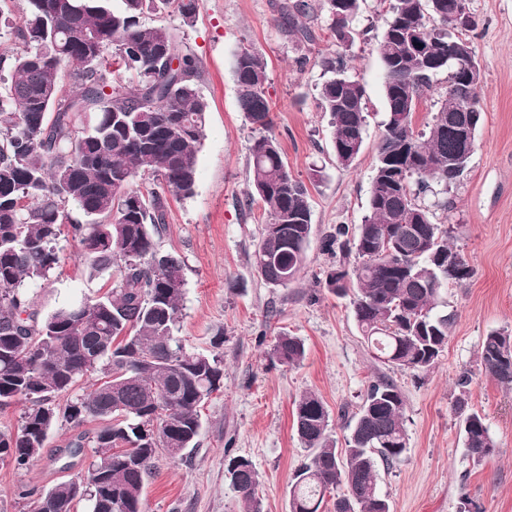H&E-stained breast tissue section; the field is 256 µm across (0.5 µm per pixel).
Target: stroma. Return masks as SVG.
I'll return each mask as SVG.
<instances>
[{"label":"stroma","instance_id":"obj_1","mask_svg":"<svg viewBox=\"0 0 512 512\" xmlns=\"http://www.w3.org/2000/svg\"><path fill=\"white\" fill-rule=\"evenodd\" d=\"M277 0H202L193 25L174 13L145 16L164 25L199 61L197 86L207 101L205 138L191 195L169 198L161 251L178 255L185 294L177 336L192 353L219 355L224 387L201 409L199 445L186 459L159 455L144 489L146 512H241L229 485L226 454L248 458L261 477L264 512H289V488L308 451L294 428V403L307 392L323 401L336 438L357 411L371 381L386 376L405 397L408 450L394 466L378 465L377 483L391 512H459L468 496L482 512H512V388L479 369L484 337L512 331V0H470L477 22L474 45L481 68L483 121L468 169L448 191L444 221L450 241L474 275L444 293L456 314L448 344L426 373L388 368L368 352L349 298L325 286L338 266L323 242L337 225L356 230L368 213L376 146L386 109L377 43L387 15L380 0H361L352 41L328 29L325 0H317L310 25L313 43L298 46L281 30ZM244 48L267 63L270 134L291 173L310 192L312 232L305 265L285 287L267 284L256 267L266 214L248 200L250 149L260 131L241 112L234 63ZM343 52L366 92L367 131L350 168L337 165L329 116L317 107L324 80L322 55ZM62 263L50 280L32 287L41 313L100 295L108 276L89 278L72 242L61 241ZM303 340L297 366L271 359L279 333ZM221 343H214V336ZM471 408L481 413L497 443L482 462L466 456L452 403L461 377ZM67 425L50 435L48 450L28 468L0 461V512H32V494L83 472L92 450L69 470L50 460V449L70 437Z\"/></svg>","mask_w":512,"mask_h":512}]
</instances>
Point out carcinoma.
<instances>
[{
    "label": "carcinoma",
    "mask_w": 512,
    "mask_h": 512,
    "mask_svg": "<svg viewBox=\"0 0 512 512\" xmlns=\"http://www.w3.org/2000/svg\"><path fill=\"white\" fill-rule=\"evenodd\" d=\"M0 0V25L11 44L0 43V408L22 403L14 430H0V460L26 467L60 423L72 435L55 461L94 449L86 471L37 493L33 512H144L143 490L160 450L183 456L198 446L200 407L218 391L224 369L218 356L187 352L175 335L184 295L183 262L159 252L168 196L188 195L195 184L207 104L196 85L197 58L184 51L164 25L147 26L149 14L176 13L193 25L199 0H27L23 18L11 20ZM389 18L377 52L382 64L387 121L381 136L368 215L354 236L340 225L325 250L354 257L330 271L326 287L352 299L354 317L373 357L392 368L428 372L448 344L455 313L445 311L448 285L472 278L436 211L468 167L457 120L473 116L479 93L460 97L453 72L460 47L476 57L470 33L451 15L458 0H384ZM329 29L341 38L359 0H327ZM309 0H284L280 25L297 44L314 42L303 18ZM80 27L112 47L82 67L80 50L66 40ZM23 46L17 50L14 45ZM327 78L318 107L329 115L336 163L352 165L363 147L365 89L351 74V57L321 59ZM448 73L439 108L418 131L416 99L433 76ZM238 104L251 124L266 130L271 105L267 65L242 49L235 59ZM152 180L143 192L137 182ZM248 196L267 215L257 251L258 272L286 287L301 270L311 230L307 186L288 171L277 139L254 141ZM413 214L402 224L399 217ZM76 243L89 277L116 269L110 289L43 316L29 287L60 267V240ZM467 267L448 269V255ZM274 357L299 365L304 342L282 333ZM482 372L512 386V334L489 332L480 350ZM94 378L92 389L77 393ZM467 381H458L452 409L463 447L480 462L496 448L485 418L470 408ZM405 399L382 376L369 384L337 447L322 400L305 393L294 403L293 423L308 450L295 471L289 512H320L336 494L334 512H391L377 487L376 462L391 466L408 448ZM106 426L89 432L85 426ZM227 472L242 512H264L260 476L252 462L232 457Z\"/></svg>",
    "instance_id": "1"
}]
</instances>
